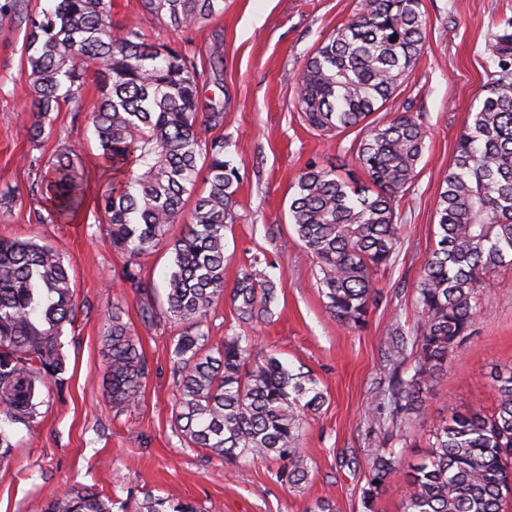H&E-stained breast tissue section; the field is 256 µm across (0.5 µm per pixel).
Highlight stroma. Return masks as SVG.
<instances>
[{
    "label": "stroma",
    "instance_id": "35a3bbf8",
    "mask_svg": "<svg viewBox=\"0 0 512 512\" xmlns=\"http://www.w3.org/2000/svg\"><path fill=\"white\" fill-rule=\"evenodd\" d=\"M359 0H224V13L190 30L160 24L142 0H112L115 27L137 25L146 41L164 39L185 48L200 70L222 56L221 83L201 87L203 102L224 112L221 134L241 166L233 224L224 238V290L208 319V344L217 347L236 327L230 294L241 269L257 265L276 285L271 319L253 336L293 367L309 372L327 397L308 416L302 451L309 482L290 490L277 481L274 463L227 468L184 444L175 419L170 350L177 328L145 325L143 301L161 308L162 298H142L121 281L125 258L113 250L101 213L87 205L74 224L39 223L46 202L36 191L37 168L20 163L30 154L48 160L67 142L80 153L90 195L100 194V151L89 116L98 104L88 91L80 106L50 113L51 135L32 145L23 115L31 92L22 65L26 26H0V237L49 242L63 253L79 306L63 336L67 370L63 387L48 383L33 429L17 428L9 464L0 467V512H41L47 490L86 485L116 505L134 506L149 495L174 492L201 512H307L317 499L333 500L337 512H365L362 498L371 466L369 451L399 446L396 425H372L367 413L393 373L388 359L393 324L416 326V288L435 245L436 204L458 138L484 97L492 70L490 45L512 0H422L427 19L423 55L387 104V117L421 115L429 138L414 186L398 209L394 262L377 275L379 293L363 328L331 317L317 286L315 261L301 247L288 219L295 182L309 161L361 178L351 147L360 129L326 136L305 125L297 108L299 72L319 42L356 11ZM139 337L147 362L142 400L134 411L112 407L102 389V337L113 305ZM512 368V268L490 279L470 334L431 386L423 418L408 429L403 465L423 458L436 422L449 409L492 412L489 373ZM400 447V446H399Z\"/></svg>",
    "mask_w": 512,
    "mask_h": 512
}]
</instances>
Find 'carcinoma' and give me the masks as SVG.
<instances>
[{
    "label": "carcinoma",
    "mask_w": 512,
    "mask_h": 512,
    "mask_svg": "<svg viewBox=\"0 0 512 512\" xmlns=\"http://www.w3.org/2000/svg\"><path fill=\"white\" fill-rule=\"evenodd\" d=\"M166 26L189 29L220 14L224 0H143ZM24 20L23 64L34 112L31 139L48 135L46 117L82 100L89 70L100 92L91 124L106 189L95 205L112 246L127 256L121 279L137 293L153 285L142 270L148 255L183 216L165 280L166 307L142 308L143 320L176 324L170 352L176 422L188 446L237 467L281 463L277 480L290 488L308 481L302 451L306 417L326 396L309 374L261 351L244 333L270 315L276 289L255 269L240 271L233 289L240 330L209 348L208 317L224 295V230L232 219L240 169L226 159L227 142L212 135L222 112H204L202 73L180 47L147 43L134 25H112L111 0H54L41 13L19 17L0 10V25ZM427 20L421 0H360L303 65L297 106L305 124L323 135L364 125L354 147L365 184L354 186L333 168L311 161L300 173L289 221L316 260L317 285L328 313L354 328L366 323L377 293V273L396 253L399 203L419 175L428 130L403 112L388 122L380 111L424 51ZM495 70L486 95L460 135L443 180L438 237L419 276V323L393 329L391 387L369 414L375 424L410 423L423 415L426 394L448 357L468 336L490 275L512 266V20L494 35ZM204 191L195 194L200 174ZM59 224L74 222L88 198V181L75 149L56 151L38 186ZM78 307L67 266L54 247L30 239H0V465L10 459L12 432L41 416L47 379L63 385L60 338ZM104 382L113 406L134 409L148 366L139 338L112 306L103 336ZM413 358L412 374L400 372ZM496 410L454 411L441 419L429 451L405 481L403 512H504L512 494V371L491 375ZM400 473L390 448L371 449L363 505L372 512L380 490ZM44 512H112V498L91 487L45 496ZM134 512H197L172 492L147 496Z\"/></svg>",
    "instance_id": "cac0c4a2"
}]
</instances>
